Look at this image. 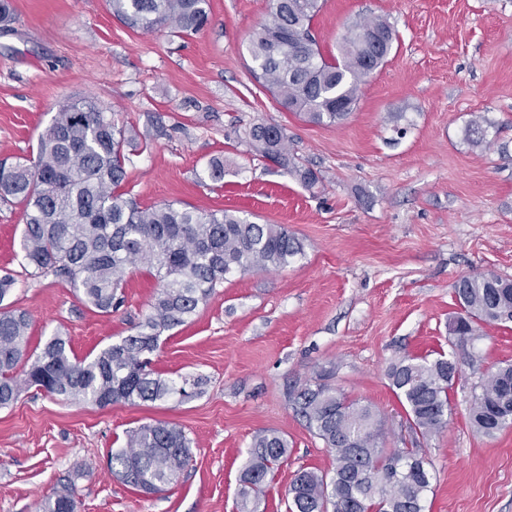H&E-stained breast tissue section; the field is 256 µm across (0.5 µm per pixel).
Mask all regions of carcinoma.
Returning <instances> with one entry per match:
<instances>
[{"mask_svg": "<svg viewBox=\"0 0 512 512\" xmlns=\"http://www.w3.org/2000/svg\"><path fill=\"white\" fill-rule=\"evenodd\" d=\"M112 16L132 29L168 27L198 34L209 20V0H106ZM320 0H273L249 41L253 78L288 112L315 125L335 124L352 112L361 85L389 54L396 34L380 19L360 18L342 38L338 55L325 56L312 34ZM379 35L377 41L367 34ZM487 120L468 127V139L486 142ZM247 137L260 156L293 170L308 188L316 173L291 162L283 129L252 125ZM126 131L94 98L61 105L39 135L33 161L0 162V200L23 205L19 247L31 274L52 273L102 314L123 303L128 271L145 267L158 283L149 312L135 332L84 358L56 333L29 349L30 316L5 301L17 287L0 275V409L35 388L70 403L156 402L190 396L188 380L164 377L151 367L160 336L195 314L224 276L278 270L302 251L298 238L278 224H256L227 210L202 213L176 203L141 207L119 190L130 163ZM461 313L449 324L455 357L405 356L387 372L412 433L411 447H385L382 420L373 408L327 383L292 394L297 415L334 456L331 472L302 469L288 488L289 512H425L431 490L428 461L420 449L447 425L448 390L466 363L479 372L469 397L470 422L492 435L512 427V364L480 370L471 351L484 323L512 321V281L495 274L464 276L455 284ZM288 441L275 431L253 438L241 471V495L258 512L266 482L288 456ZM190 459L182 429L167 423L128 432L125 447L110 453L113 476L143 494L173 483ZM76 487L68 481L46 498L40 512H75Z\"/></svg>", "mask_w": 512, "mask_h": 512, "instance_id": "1", "label": "carcinoma"}]
</instances>
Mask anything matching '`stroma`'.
<instances>
[{
  "label": "stroma",
  "mask_w": 512,
  "mask_h": 512,
  "mask_svg": "<svg viewBox=\"0 0 512 512\" xmlns=\"http://www.w3.org/2000/svg\"><path fill=\"white\" fill-rule=\"evenodd\" d=\"M12 2V32L0 33V161L31 157L60 105L90 96L141 134L126 184L141 206L233 210L284 226L303 251L281 270L227 275L161 336L154 367L202 378L192 399L99 407L32 389L0 410V512H39L68 479L77 512H241L240 472L265 430L287 439L290 456L260 512H288L297 471L334 466L291 404L314 382L370 404L386 447L409 445L389 365L452 354L459 278L512 279V0H323L313 33L325 56L359 18L386 20L397 36L333 125L284 111L251 75L247 45L272 0H210L208 26L187 38L131 29L105 0ZM478 115L490 123L481 145L466 136ZM258 121L283 128L314 187L251 152L243 132ZM216 158L220 183L202 177ZM23 224L21 205L0 202V270L18 278L13 306L31 315V345L59 333L82 358L133 333L154 277L132 269L124 305L97 313L67 282L25 272ZM475 349L483 368L512 363V323L482 325ZM477 380L461 368L448 424L425 446L426 512H512V428H472ZM157 422L184 430L190 460L144 496L111 474L109 454Z\"/></svg>",
  "instance_id": "35a3bbf8"
}]
</instances>
